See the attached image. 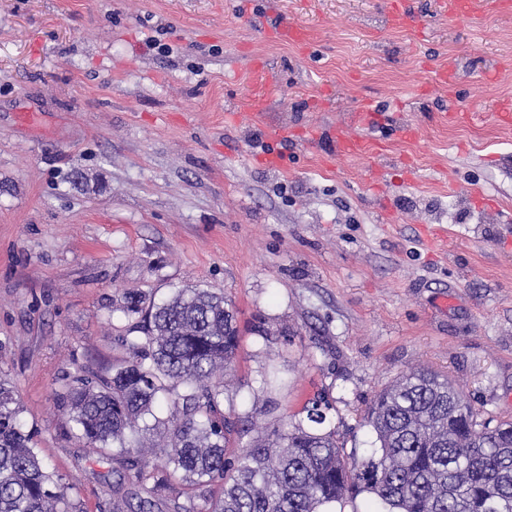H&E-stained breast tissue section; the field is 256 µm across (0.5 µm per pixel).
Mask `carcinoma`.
Returning <instances> with one entry per match:
<instances>
[{"label": "carcinoma", "instance_id": "carcinoma-1", "mask_svg": "<svg viewBox=\"0 0 512 512\" xmlns=\"http://www.w3.org/2000/svg\"><path fill=\"white\" fill-rule=\"evenodd\" d=\"M143 319L128 359L106 376L78 371L58 404L83 445L112 458L113 512L152 483L139 512H320L362 492L366 512H512V422L492 424L448 377L410 372L376 394L365 422L376 449L359 462L336 430L274 429L232 458L224 370L239 347L232 303L181 288L160 304L129 295ZM154 434L162 464L141 436ZM24 430L14 386L0 378V512H82Z\"/></svg>", "mask_w": 512, "mask_h": 512}]
</instances>
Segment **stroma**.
I'll list each match as a JSON object with an SVG mask.
<instances>
[{
    "label": "stroma",
    "instance_id": "obj_1",
    "mask_svg": "<svg viewBox=\"0 0 512 512\" xmlns=\"http://www.w3.org/2000/svg\"><path fill=\"white\" fill-rule=\"evenodd\" d=\"M390 2L0 0V372L82 512H112L115 477L57 394L127 358L126 292L232 302L230 453L318 400L365 460L371 401L420 368L512 421V10L412 0L394 27ZM275 14L306 44L264 35ZM359 110L369 154L305 141Z\"/></svg>",
    "mask_w": 512,
    "mask_h": 512
}]
</instances>
